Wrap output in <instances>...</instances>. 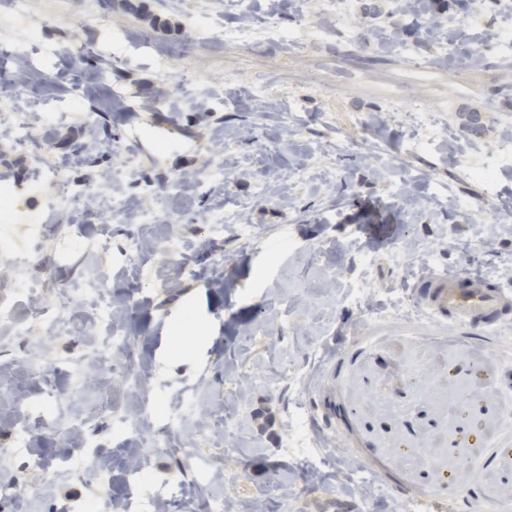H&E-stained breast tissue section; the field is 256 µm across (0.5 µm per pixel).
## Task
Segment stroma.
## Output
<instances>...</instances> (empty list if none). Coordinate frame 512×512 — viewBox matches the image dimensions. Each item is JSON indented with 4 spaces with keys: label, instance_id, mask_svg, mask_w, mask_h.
I'll return each mask as SVG.
<instances>
[{
    "label": "stroma",
    "instance_id": "obj_1",
    "mask_svg": "<svg viewBox=\"0 0 512 512\" xmlns=\"http://www.w3.org/2000/svg\"><path fill=\"white\" fill-rule=\"evenodd\" d=\"M398 0H351L350 17L322 0H29L26 15L0 0V32L35 39L23 77L0 99V188L19 206L0 228V285L18 319L37 278L73 288L94 236L111 239L108 303L125 344L99 380L110 415L66 429L41 418L42 386L28 362L41 347L22 335L0 343V445L28 428L18 457L0 463V489L29 484L35 465L91 457L112 470L108 499L129 512L162 500L167 512H472L512 497V314L483 332L437 324L416 284L441 272L512 289V163L499 147L512 115V59L445 65L427 15L463 18L461 49L482 28L512 32V13L486 0H426L399 16ZM292 42L263 38L268 19ZM196 77L180 105L174 79ZM83 77L73 106L69 73ZM399 100L402 112L387 105ZM421 107L455 136L427 138L406 117ZM33 127L8 143L11 113ZM138 168L118 177L125 155ZM64 169L77 195L64 208L38 178ZM492 167L493 184L475 170ZM208 171L207 181L172 187ZM128 203L118 216L104 197ZM157 221L143 224L140 214ZM75 237L34 246L29 216ZM388 227L387 244L375 229ZM402 260H394V252ZM374 290L349 296L360 258ZM193 307L203 339L179 347V314ZM93 305L71 304L50 345L58 368L85 349ZM422 361L420 381L407 365ZM298 377L288 384L287 374ZM477 378L484 398L457 431L437 397ZM299 427L311 456L288 447ZM500 434L498 443L485 433ZM142 449L143 480L127 449ZM211 461L210 483L181 494L184 449ZM93 494L60 479L30 512H80Z\"/></svg>",
    "mask_w": 512,
    "mask_h": 512
}]
</instances>
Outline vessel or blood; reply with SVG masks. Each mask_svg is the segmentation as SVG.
<instances>
[{"mask_svg":"<svg viewBox=\"0 0 512 512\" xmlns=\"http://www.w3.org/2000/svg\"><path fill=\"white\" fill-rule=\"evenodd\" d=\"M421 301L432 313L457 324L490 322L512 311L511 291L475 286L460 273L427 277Z\"/></svg>","mask_w":512,"mask_h":512,"instance_id":"1","label":"vessel or blood"}]
</instances>
